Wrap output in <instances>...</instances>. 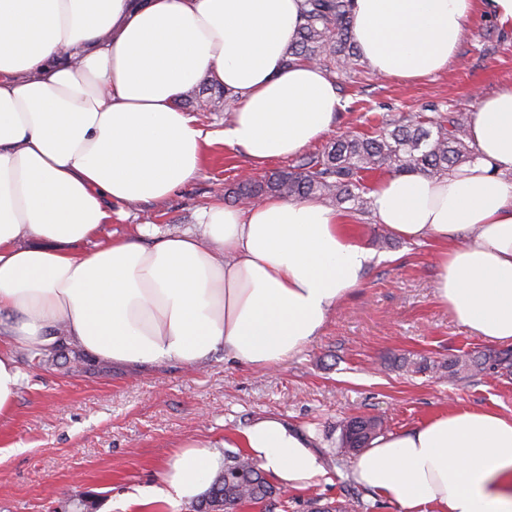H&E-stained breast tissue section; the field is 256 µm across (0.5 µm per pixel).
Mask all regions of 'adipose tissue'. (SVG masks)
Listing matches in <instances>:
<instances>
[{"label":"adipose tissue","mask_w":512,"mask_h":512,"mask_svg":"<svg viewBox=\"0 0 512 512\" xmlns=\"http://www.w3.org/2000/svg\"><path fill=\"white\" fill-rule=\"evenodd\" d=\"M302 0H0V416L22 373L15 346L57 338L128 365L202 364L224 351L277 366L319 336L373 257L347 214L315 199L216 200L194 227L146 245L104 234L113 206L160 202L221 143L263 162L331 129L335 82L285 59ZM512 23V0H355L353 34L374 72L445 69L477 16ZM233 95L224 130L179 105L201 81ZM477 158L440 178L383 176L377 223L431 241L436 295L484 341L512 345V86L482 98ZM282 484L326 474L310 433L275 416L221 442ZM184 444L154 503H189L220 468ZM398 512H512V417L451 409L373 441L352 466Z\"/></svg>","instance_id":"1"}]
</instances>
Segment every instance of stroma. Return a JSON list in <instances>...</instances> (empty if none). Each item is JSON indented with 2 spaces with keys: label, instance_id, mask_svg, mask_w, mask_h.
<instances>
[{
  "label": "stroma",
  "instance_id": "1",
  "mask_svg": "<svg viewBox=\"0 0 512 512\" xmlns=\"http://www.w3.org/2000/svg\"><path fill=\"white\" fill-rule=\"evenodd\" d=\"M512 84V26L491 18L471 24L444 71L403 82L361 66L338 86L340 110L311 152L336 136L385 119L423 112L431 104L473 116L478 96ZM300 157L250 162L217 145L201 173L167 200L142 203L114 216L121 234L148 227L156 235L185 230L195 212L223 196L243 174L263 178L300 164ZM374 257L361 285L330 314L322 332L280 365L254 369L214 353L199 366L176 362L131 368L67 346L66 365H33L19 351L23 378L13 410L0 417V512H59L71 497L94 495L97 512H141L136 497L159 486L162 465L189 441H207L276 415L310 432L326 464L320 482L239 512H309L311 502L344 500L353 458L337 456L339 420L384 419L397 433L438 413L490 409L512 416V375L449 384L409 363L487 353L435 294L432 247L388 235L371 214L352 213Z\"/></svg>",
  "mask_w": 512,
  "mask_h": 512
}]
</instances>
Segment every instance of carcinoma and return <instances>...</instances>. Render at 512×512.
I'll return each instance as SVG.
<instances>
[{
	"label": "carcinoma",
	"instance_id": "cac0c4a2",
	"mask_svg": "<svg viewBox=\"0 0 512 512\" xmlns=\"http://www.w3.org/2000/svg\"><path fill=\"white\" fill-rule=\"evenodd\" d=\"M353 6L354 0H303L288 62L307 60L331 73L350 74L360 60L353 38ZM194 98L197 106L212 112L229 111L234 101L211 84L199 87ZM465 121L463 114L453 111L434 118L403 116L383 121L369 131L337 138L323 152L295 167L262 179H240L226 194L235 202L275 194L291 200L317 197L338 206L348 201L364 205V194L371 189L367 180L373 172L384 169L440 177L471 161L474 149L465 142ZM443 369L453 383L487 373L509 375L512 349L458 356L444 364L426 359L413 364L415 373ZM381 427L377 416H355L341 422L336 454L358 453ZM279 494L252 459L237 453L224 458V469L215 474L193 508L194 512H237L246 504H261Z\"/></svg>",
	"mask_w": 512,
	"mask_h": 512
}]
</instances>
